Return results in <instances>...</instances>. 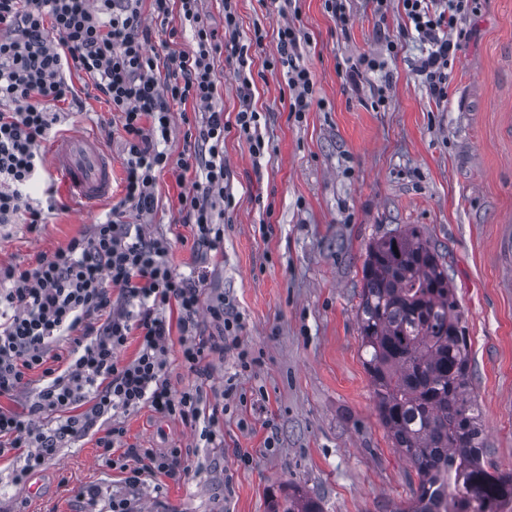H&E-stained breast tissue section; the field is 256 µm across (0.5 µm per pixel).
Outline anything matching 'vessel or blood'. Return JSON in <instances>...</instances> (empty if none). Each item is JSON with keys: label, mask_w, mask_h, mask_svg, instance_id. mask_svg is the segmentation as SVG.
Segmentation results:
<instances>
[{"label": "vessel or blood", "mask_w": 512, "mask_h": 512, "mask_svg": "<svg viewBox=\"0 0 512 512\" xmlns=\"http://www.w3.org/2000/svg\"><path fill=\"white\" fill-rule=\"evenodd\" d=\"M49 160L58 176L85 211H97L112 196V157L96 132L75 131L58 136Z\"/></svg>", "instance_id": "vessel-or-blood-1"}]
</instances>
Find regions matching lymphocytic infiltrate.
Instances as JSON below:
<instances>
[{
  "label": "lymphocytic infiltrate",
  "mask_w": 512,
  "mask_h": 512,
  "mask_svg": "<svg viewBox=\"0 0 512 512\" xmlns=\"http://www.w3.org/2000/svg\"><path fill=\"white\" fill-rule=\"evenodd\" d=\"M142 0H0V223L25 214L30 225L43 223L44 209L33 206L29 189L43 167L41 145L57 120L58 103L72 88L67 75L78 70L110 104L124 132L123 198L104 222L52 255H39L33 266L0 267V397L13 396L28 383L29 371L41 369L45 384L28 414L0 409V438L24 450L29 471L44 464L58 442L90 429L107 412L123 414L150 407L180 419L198 431L207 447L224 445L225 409L208 405L204 387L212 376L211 356L234 355L241 371L257 359L244 345V317L229 298H204L205 275L186 277L170 261L171 243L147 236L142 225L124 222L126 209L140 216L154 210V188L165 169L177 173L184 189L178 196L185 223L194 230V246L202 254L218 252L224 227L214 211L227 198L224 134L235 127L253 158L264 154L258 114L251 107L253 84L250 46L262 45L255 31L251 45L235 47V77L244 102L234 125L224 121L214 99L218 77L214 59L218 35L207 23L199 0H151L155 17L179 13L196 42L194 51L149 53V29L141 18ZM433 0H402L405 14L431 50L422 61L430 93L447 94L451 57L467 34L457 31L471 0H448L447 11L432 10ZM278 62L290 92L288 110L301 115L315 101L312 74L299 62L300 32L294 24L279 28ZM167 76L158 80L157 67ZM194 103L203 117L185 133L178 156L161 150L171 134L172 104ZM207 313L214 325L200 330ZM138 337L135 357H119L129 337ZM72 343L64 368L50 367L54 347ZM195 375V387L175 389L169 358ZM66 413L65 424L46 432L33 415ZM124 428L113 424L98 441L101 456L125 472L129 487L144 477L187 473L189 450L123 448Z\"/></svg>",
  "instance_id": "1"
}]
</instances>
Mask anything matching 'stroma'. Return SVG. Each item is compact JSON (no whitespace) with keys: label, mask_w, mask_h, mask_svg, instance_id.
I'll return each instance as SVG.
<instances>
[{"label":"stroma","mask_w":512,"mask_h":512,"mask_svg":"<svg viewBox=\"0 0 512 512\" xmlns=\"http://www.w3.org/2000/svg\"><path fill=\"white\" fill-rule=\"evenodd\" d=\"M344 4L345 26L325 0H295L300 61L317 100L297 119L274 64L284 0H236L239 42L249 43L258 28L265 35L250 51L251 105L268 149L256 161L236 133L224 136L232 201L222 218L223 254L204 258L194 250L175 175L157 178L151 236L172 242L178 272H206V295L233 302L259 362L242 372L233 357L211 359L209 401L222 402L230 378L247 396L224 416L223 447H198L189 425L147 407L122 415L125 446L196 449L188 474L159 473L130 492L138 512H269L292 486L318 499L323 512L404 505L415 472L378 419L355 313L368 245L408 226L418 227L448 265L471 342V388L489 458L512 469V0H474L461 22L471 37L451 61L440 101L418 73L426 48L402 0ZM141 12L151 50H194L179 15L160 25L150 0ZM389 39L396 54L386 50ZM367 55L384 60L383 69L367 73L360 86L346 83L345 68ZM235 67L228 51L215 61L228 121L242 108ZM88 82L72 72L78 102L63 105L53 132L102 134L117 200L125 178L122 130ZM50 191L57 208L37 231L0 226V264L27 266L104 220V213L84 212L49 170L30 197L38 202ZM112 422L103 416L66 439L25 484L14 481L23 454H0V512H108L113 494L126 491L124 473L99 456L97 441ZM32 481L40 482V494L29 493Z\"/></svg>","instance_id":"1"}]
</instances>
